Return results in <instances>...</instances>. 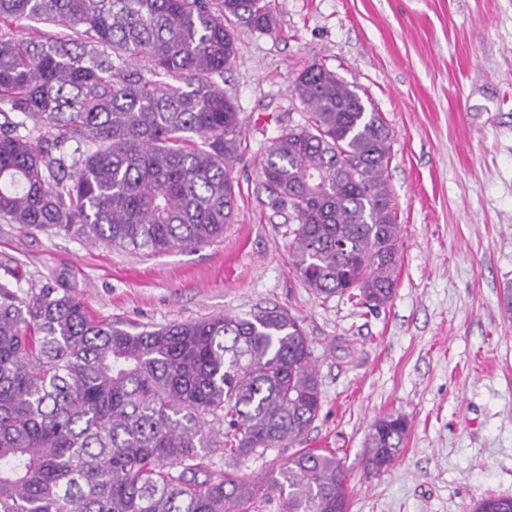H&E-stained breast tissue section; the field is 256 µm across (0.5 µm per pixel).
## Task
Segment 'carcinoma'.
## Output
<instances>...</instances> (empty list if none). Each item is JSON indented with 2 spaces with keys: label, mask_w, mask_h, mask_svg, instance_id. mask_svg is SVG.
Listing matches in <instances>:
<instances>
[{
  "label": "carcinoma",
  "mask_w": 512,
  "mask_h": 512,
  "mask_svg": "<svg viewBox=\"0 0 512 512\" xmlns=\"http://www.w3.org/2000/svg\"><path fill=\"white\" fill-rule=\"evenodd\" d=\"M52 31L26 37L23 23ZM269 0H0V219L161 255L224 235L237 202L239 112L216 78L234 27L271 31ZM309 111L268 147L272 206H288L291 269L319 296L392 299L400 225L391 130L357 88L312 65ZM322 408L301 321L261 308L131 331L68 288L0 282V512H249L264 485L202 460L300 441ZM408 418L371 427L390 466ZM347 470L302 450L269 483L283 512H346ZM473 512H512L490 495Z\"/></svg>",
  "instance_id": "carcinoma-1"
}]
</instances>
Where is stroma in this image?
Wrapping results in <instances>:
<instances>
[{"mask_svg": "<svg viewBox=\"0 0 512 512\" xmlns=\"http://www.w3.org/2000/svg\"><path fill=\"white\" fill-rule=\"evenodd\" d=\"M273 31L238 28L218 84L242 124L237 208L222 238L151 255L0 220V279L70 288L131 330L281 307L301 320L322 410L300 444L209 454L205 472L277 476L298 448L335 450L347 512H471L512 497V0H270ZM318 64L356 86L392 132L385 177L401 226L395 294L371 310L321 299L289 263L295 226L270 203L267 148L305 123L293 92ZM409 437L366 472L371 425Z\"/></svg>", "mask_w": 512, "mask_h": 512, "instance_id": "stroma-1", "label": "stroma"}]
</instances>
